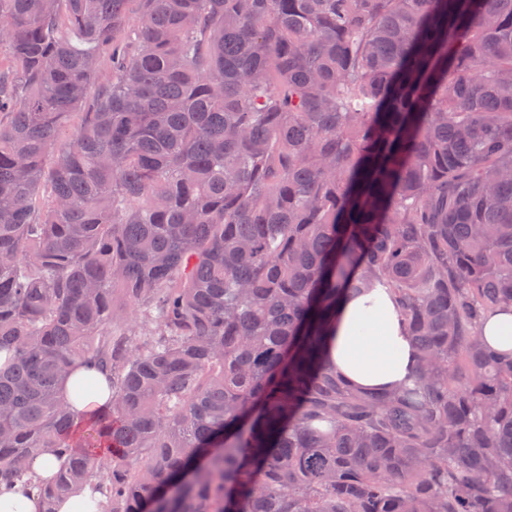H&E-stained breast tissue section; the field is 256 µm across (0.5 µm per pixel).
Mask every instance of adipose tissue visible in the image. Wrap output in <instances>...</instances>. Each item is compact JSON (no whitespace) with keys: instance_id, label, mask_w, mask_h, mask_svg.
I'll list each match as a JSON object with an SVG mask.
<instances>
[{"instance_id":"ef3b65f1","label":"adipose tissue","mask_w":512,"mask_h":512,"mask_svg":"<svg viewBox=\"0 0 512 512\" xmlns=\"http://www.w3.org/2000/svg\"><path fill=\"white\" fill-rule=\"evenodd\" d=\"M329 355L342 378L361 391L392 390L408 379L415 348L390 289L341 300Z\"/></svg>"}]
</instances>
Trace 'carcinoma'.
Segmentation results:
<instances>
[{"instance_id":"cac0c4a2","label":"carcinoma","mask_w":512,"mask_h":512,"mask_svg":"<svg viewBox=\"0 0 512 512\" xmlns=\"http://www.w3.org/2000/svg\"><path fill=\"white\" fill-rule=\"evenodd\" d=\"M0 52V484L512 512V0H0ZM376 283L418 367L362 393L325 350ZM482 333L494 348L504 351L512 350V306L501 307L490 314ZM509 336H511V344ZM87 368L88 369L80 372L76 379L71 383L64 382L62 385V390L64 393L70 389L75 406V416L77 419L82 418V415L88 413L95 405L103 404L108 397V391L105 388L104 383L99 384V390H80V381L86 377H93L98 381H102V379L104 380V376L101 375L95 368L91 366H88Z\"/></svg>"}]
</instances>
